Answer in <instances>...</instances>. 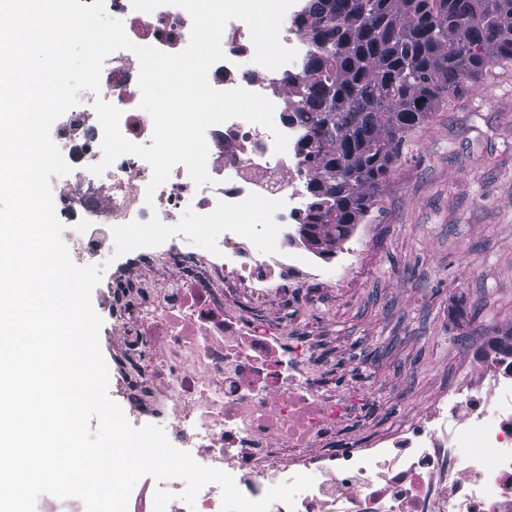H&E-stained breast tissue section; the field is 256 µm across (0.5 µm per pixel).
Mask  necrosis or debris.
<instances>
[{"mask_svg": "<svg viewBox=\"0 0 512 512\" xmlns=\"http://www.w3.org/2000/svg\"><path fill=\"white\" fill-rule=\"evenodd\" d=\"M104 4L136 44L177 53L189 42L192 22L182 8L146 13L131 0ZM279 37L297 58L270 70L255 63L243 21L224 28L225 58L210 68V85L265 96L275 127L240 118L210 126L208 184L195 185L186 167L175 165L146 205L152 168L142 158L126 154L102 175L89 172L102 158L94 107L68 110L56 123L54 142L74 170L51 190L57 218L71 229L74 263L106 264L113 226L154 214L173 224L185 210L207 215L219 202L252 193L282 201L278 224L297 223L308 173L297 152L301 129L284 117L294 107L288 78L300 73L309 44L295 10L286 12ZM138 75L133 52L111 53L96 97L120 109L128 140L147 145L153 121L140 107ZM278 130L289 137L282 153L275 150ZM186 243L180 234L136 249L133 267L110 276L104 308L116 321L117 386L133 414L165 428L170 443L199 464L230 474L248 499L296 474L313 476L294 507L276 501L269 512H512V360L491 356L477 378L457 377L406 432L339 439L346 406L321 385L305 350L229 307V289L241 285L259 296L298 286L310 256L283 234L272 254L232 232L219 236L215 254ZM185 490L180 478L143 486L131 512H146L149 497L163 512H221L218 484L205 485L191 505Z\"/></svg>", "mask_w": 512, "mask_h": 512, "instance_id": "4bbe7bcc", "label": "necrosis or debris"}]
</instances>
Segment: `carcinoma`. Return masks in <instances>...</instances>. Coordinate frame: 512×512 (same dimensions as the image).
I'll use <instances>...</instances> for the list:
<instances>
[{
    "mask_svg": "<svg viewBox=\"0 0 512 512\" xmlns=\"http://www.w3.org/2000/svg\"><path fill=\"white\" fill-rule=\"evenodd\" d=\"M293 115L310 173L302 237L328 258L383 190L402 137L465 80L512 62V0H305Z\"/></svg>",
    "mask_w": 512,
    "mask_h": 512,
    "instance_id": "carcinoma-1",
    "label": "carcinoma"
}]
</instances>
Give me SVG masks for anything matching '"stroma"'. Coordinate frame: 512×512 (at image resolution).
I'll list each match as a JSON object with an SVG mask.
<instances>
[{"label":"stroma","mask_w":512,"mask_h":512,"mask_svg":"<svg viewBox=\"0 0 512 512\" xmlns=\"http://www.w3.org/2000/svg\"><path fill=\"white\" fill-rule=\"evenodd\" d=\"M312 281L243 303L288 342L325 337L347 409L411 426L512 329V62L466 80L408 132L377 204Z\"/></svg>","instance_id":"1"}]
</instances>
